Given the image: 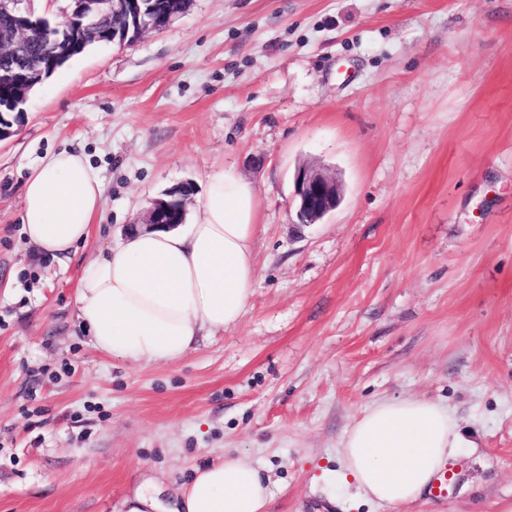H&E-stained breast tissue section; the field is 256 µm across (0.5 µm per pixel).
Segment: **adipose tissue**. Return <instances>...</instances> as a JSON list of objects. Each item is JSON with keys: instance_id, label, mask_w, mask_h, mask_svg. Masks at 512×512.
<instances>
[{"instance_id": "1", "label": "adipose tissue", "mask_w": 512, "mask_h": 512, "mask_svg": "<svg viewBox=\"0 0 512 512\" xmlns=\"http://www.w3.org/2000/svg\"><path fill=\"white\" fill-rule=\"evenodd\" d=\"M104 183L84 154L45 155L22 192V232L40 254L67 262L89 243ZM257 206L251 184L218 169L194 223L128 232L86 262L77 317L94 348L133 363L183 358L198 336L236 325L255 284ZM460 446L455 417L437 402L375 403L346 433L344 480L395 507L419 497ZM271 495L240 453L198 468L179 512H265Z\"/></svg>"}]
</instances>
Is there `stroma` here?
<instances>
[{
	"label": "stroma",
	"instance_id": "1",
	"mask_svg": "<svg viewBox=\"0 0 512 512\" xmlns=\"http://www.w3.org/2000/svg\"><path fill=\"white\" fill-rule=\"evenodd\" d=\"M0 142V512H174L196 468L246 453L269 512H512V0H192L94 43ZM88 156L105 204L67 265L22 234L41 158ZM308 165L338 206L295 217ZM257 198L241 321L174 363L95 350L80 270L153 200L216 169ZM458 420L446 496L391 508L342 478L382 400ZM170 2L169 7L167 8V13L160 19L157 20L156 18H153L150 15H146L144 12L139 13V18L142 16L141 19H139V25H140V33L139 37L148 32V31H161L164 28H166L172 18L182 12L180 5V0H168Z\"/></svg>",
	"mask_w": 512,
	"mask_h": 512
}]
</instances>
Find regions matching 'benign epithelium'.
<instances>
[{
	"mask_svg": "<svg viewBox=\"0 0 512 512\" xmlns=\"http://www.w3.org/2000/svg\"><path fill=\"white\" fill-rule=\"evenodd\" d=\"M129 0H71L72 15L76 23L70 32L53 40L48 51L54 63L62 64L73 55L81 52L89 43L100 41L103 28L112 25V16L128 10ZM167 13L159 20L145 13H140V33L161 31L172 18L181 12V0H169ZM21 11V0H0V15L9 18L7 25L0 30V55L16 54L24 46L27 38L26 27L17 22ZM3 79L15 86V101L24 106L29 91L35 86V77L27 76L23 81L17 80L14 72L3 73ZM180 192L176 187L168 192V198L156 199L146 211L145 225L148 227L172 228L184 223L188 206L192 199L174 207L173 196ZM295 200L297 218L301 224H313L334 210L340 201V191L336 179L315 172L309 168L298 169L295 176Z\"/></svg>",
	"mask_w": 512,
	"mask_h": 512,
	"instance_id": "obj_1",
	"label": "benign epithelium"
}]
</instances>
